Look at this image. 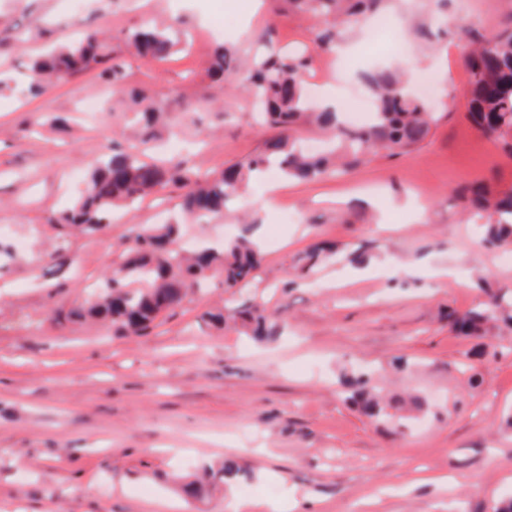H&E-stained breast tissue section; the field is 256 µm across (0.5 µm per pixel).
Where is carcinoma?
<instances>
[{"mask_svg":"<svg viewBox=\"0 0 512 512\" xmlns=\"http://www.w3.org/2000/svg\"><path fill=\"white\" fill-rule=\"evenodd\" d=\"M288 10L319 21L312 28L310 45L286 55H257L241 59L229 47L217 46L208 73L214 81L234 79L244 89L252 111L260 121L281 129L254 156L204 177L182 161H148L135 155L136 147L114 141L96 159L84 193L73 206L48 223H62L94 236L112 223L117 208L130 206L166 186L187 188L182 208L188 215H216L238 199L251 182L275 168L288 180L321 179L340 159L356 164L385 153L400 155L417 148L438 121V110L452 107L429 102L412 90L404 67L385 64L364 75L362 82L376 100V112L365 125L351 128L330 108L315 107L307 93V76L316 54H332L336 43L355 25L380 14H392L399 0H287ZM404 29L422 50L434 51L448 34L447 0H406ZM454 34L466 42L464 65L469 73L466 116L474 128L512 156V19L477 39L468 29L454 24ZM127 45L136 53L156 60L167 58L174 44L166 27H144L127 34ZM96 70L102 83L123 91L124 64L111 57L105 40L95 31L62 46L33 64L35 80L29 87L36 96L45 84L78 73ZM302 126L324 132L331 147L320 153L304 150L296 137ZM177 134L168 113L147 105L135 113V137L145 146L163 136ZM461 211L485 220L480 246L512 247V186L494 190L482 184L455 191ZM180 223L141 225L134 231L123 263L106 278L94 297L70 309L66 320H91L112 325L118 336L144 335L165 312L180 307L186 298L202 290L209 276L219 277L225 290L238 288L258 277L260 255L244 232L218 252L210 247L186 251L177 246ZM335 254L330 245H316L303 257L313 266ZM485 300L467 311L449 316L452 327L464 336L486 338L496 329H512V292L483 289ZM221 328L234 327L259 341L281 335L283 318L266 312L256 302L227 300L224 308L204 313ZM381 382L368 373H353L341 381V396L370 418L388 417ZM425 398L409 395L401 420L427 413ZM233 466L204 470V480L190 489L224 483Z\"/></svg>","mask_w":512,"mask_h":512,"instance_id":"cac0c4a2","label":"carcinoma"}]
</instances>
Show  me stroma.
<instances>
[{"label":"stroma","instance_id":"35a3bbf8","mask_svg":"<svg viewBox=\"0 0 512 512\" xmlns=\"http://www.w3.org/2000/svg\"><path fill=\"white\" fill-rule=\"evenodd\" d=\"M173 15L184 24L170 56L129 51L128 29ZM84 21L123 62L125 91L91 71L29 96L32 62ZM269 24L268 46L257 35ZM311 26L286 0H264L256 15L247 0H0V71L9 79L0 90V241L28 243L0 259V512H151V500L170 496L182 497L183 512H237L249 501L273 512L285 499L292 512H494L512 496V431L503 424L512 331L480 340L448 325L449 311L478 301L479 275L512 290V264L479 247L482 224L461 219L454 195L479 181L512 184V157L466 118L469 74L455 36L426 66L438 95L457 106L418 149L325 180L282 182L272 206L256 181L240 201L262 219V267L236 296L262 295L287 319L283 336L260 343L203 322L224 303L217 280L142 336L54 319L119 268L135 226L154 223L158 204L178 213L182 191L167 187L102 234L66 238L71 269L51 267L57 231L46 219L80 195L101 144L130 133L129 89H145L160 108L190 102L173 111L182 141L166 155L222 169L274 132L254 123L236 85L216 90L197 45L285 51L307 41ZM399 59L386 43H355L338 77L317 58L308 80L335 98L374 63ZM85 97L106 100L107 111L80 112ZM288 211L299 223H280ZM244 230L188 216L181 240L218 246ZM317 239L336 244L338 260L292 276L293 257ZM355 251L366 264L350 262ZM437 264L454 270V282L430 277ZM346 369L384 375L388 395L425 397L423 424L403 430L361 415L339 396ZM227 459L244 477L203 498L183 497L170 480Z\"/></svg>","mask_w":512,"mask_h":512}]
</instances>
